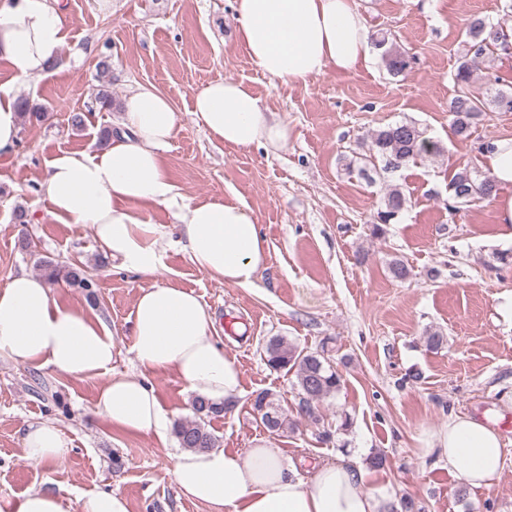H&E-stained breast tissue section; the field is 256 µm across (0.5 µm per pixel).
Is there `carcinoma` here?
<instances>
[{"label":"carcinoma","mask_w":512,"mask_h":512,"mask_svg":"<svg viewBox=\"0 0 512 512\" xmlns=\"http://www.w3.org/2000/svg\"><path fill=\"white\" fill-rule=\"evenodd\" d=\"M463 54L454 73L457 87L448 112L452 116L451 130L461 142L469 141L472 126L487 112H512V91L507 87L512 82L490 70L485 77V88L475 87V67L480 61L495 62L498 53L512 47V34L493 22L488 16L472 17L463 29ZM382 49V60L392 75L406 72L412 57L400 50L384 36L375 41ZM368 155L360 172L372 169L376 175L395 172L408 162L422 155L441 153V147L426 140L413 122H399L373 131L370 136ZM495 191L491 175L464 165L453 175L448 184V213L456 214L461 207L476 199L488 200ZM407 198L401 188H389L381 200L372 234L384 233V226L392 223L402 213ZM45 277L50 282L64 280L85 289L94 295L95 282L92 274L80 265H64L52 261L44 262ZM267 365L274 370H283L295 376L299 395V414L313 421L319 420L318 405L334 395L341 386V377L320 351H302L282 336L270 338L264 347ZM228 409L224 404L210 402L198 397L193 400L194 417L180 420L174 425V435L182 448L208 450L216 447L217 438L208 429V419L218 417ZM253 410L260 416L266 430L279 435L290 429L288 410L274 395L262 391L253 399Z\"/></svg>","instance_id":"1"}]
</instances>
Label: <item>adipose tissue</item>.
<instances>
[{
  "label": "adipose tissue",
  "mask_w": 512,
  "mask_h": 512,
  "mask_svg": "<svg viewBox=\"0 0 512 512\" xmlns=\"http://www.w3.org/2000/svg\"><path fill=\"white\" fill-rule=\"evenodd\" d=\"M238 40L255 66L274 80L303 82L327 68L356 70L366 62L369 31L352 0H236ZM66 18L56 0H11L0 9V59L14 80L62 66ZM193 113L207 134L236 147H284L288 130L241 81L207 84L193 96ZM173 102L156 86L132 89L122 104V131L101 151L63 153L47 165L41 183L50 217L92 225L105 252L141 274L160 265L157 225L149 205L177 208L183 247L193 265L212 278L253 284L268 246L252 215L232 202H193L171 182L162 149L177 128ZM494 178L499 223L512 224V137L493 140L484 153ZM215 317L189 290L143 289L134 311L132 351L144 374L113 371L115 341L104 321L62 306L43 278L9 275L0 287V362L48 367L72 377L103 376L98 416L132 434L164 436L168 413L146 375L172 372L190 393L232 403L242 394L236 361L211 334ZM503 436L475 418L449 413L448 426L429 442L465 484L488 488L504 467ZM28 456L54 464L71 451L70 440L50 421L27 423ZM174 481L187 499L209 512H385L386 494L364 488V472L339 457L314 465L308 479L278 449L183 450L173 457ZM6 512H128L123 496L95 493L71 501L30 491Z\"/></svg>",
  "instance_id": "adipose-tissue-1"
}]
</instances>
